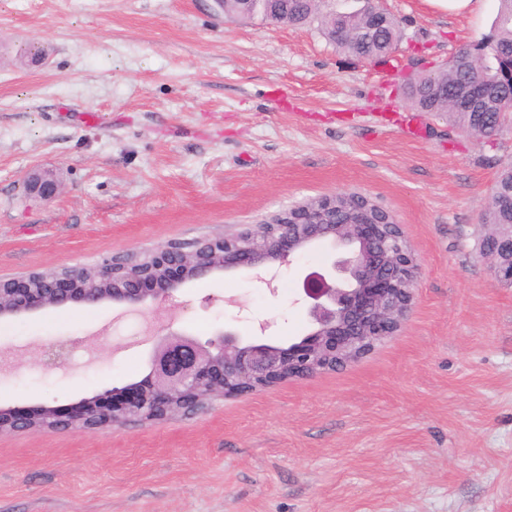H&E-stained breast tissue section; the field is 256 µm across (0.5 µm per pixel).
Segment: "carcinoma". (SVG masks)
<instances>
[{"instance_id":"obj_1","label":"carcinoma","mask_w":512,"mask_h":512,"mask_svg":"<svg viewBox=\"0 0 512 512\" xmlns=\"http://www.w3.org/2000/svg\"><path fill=\"white\" fill-rule=\"evenodd\" d=\"M493 42L482 45L488 52L459 49L444 68L427 70L404 83L406 101L420 112L448 117V124L485 141H494L505 122L504 97L512 84L503 83L512 68V0H500ZM228 17L250 19L260 16L272 23L300 25L318 21L320 32L336 50L351 57L377 61L389 56L402 39L400 23L369 0L353 11L323 10L322 0H224ZM489 88L479 102L481 115L474 116L459 103L467 77ZM484 224H512V205L491 192L483 217Z\"/></svg>"}]
</instances>
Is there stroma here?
I'll list each match as a JSON object with an SVG mask.
<instances>
[{"instance_id":"35a3bbf8","label":"stroma","mask_w":512,"mask_h":512,"mask_svg":"<svg viewBox=\"0 0 512 512\" xmlns=\"http://www.w3.org/2000/svg\"><path fill=\"white\" fill-rule=\"evenodd\" d=\"M380 5L404 29L384 62L216 0H0V277L233 233L343 191L395 216L419 268L402 327L343 369L160 422L0 436V512H512V287L478 249L512 122L488 144L422 112L411 136L398 90L491 40L499 0ZM37 165L62 186L46 203L25 196ZM327 259L282 267L274 295L246 270L189 284L174 326L302 335L304 278ZM55 339L71 361L46 371L34 354ZM148 349L139 316L112 307L26 316L0 331V405L138 381Z\"/></svg>"}]
</instances>
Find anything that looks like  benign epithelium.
<instances>
[{
	"instance_id": "1",
	"label": "benign epithelium",
	"mask_w": 512,
	"mask_h": 512,
	"mask_svg": "<svg viewBox=\"0 0 512 512\" xmlns=\"http://www.w3.org/2000/svg\"><path fill=\"white\" fill-rule=\"evenodd\" d=\"M25 190L30 199L48 202L59 184L50 172L34 170ZM488 234L505 259L494 273L512 284V225L501 224ZM320 245L332 257L322 271L306 276L304 336L287 345L271 342L264 338L270 326L266 321L254 336L218 327L202 341L163 325L140 381L83 397L66 413L46 404L0 406V434L43 428L95 431L164 420L214 399L344 368L401 328L414 301L418 268L402 225L391 213L363 194L338 192L235 233L161 245L142 257L115 256L92 266L0 278V323L70 305L117 304L136 310L160 299L172 311L186 284L240 269L252 271L274 295L279 268ZM69 348L65 341L43 347L41 364L65 366Z\"/></svg>"
}]
</instances>
